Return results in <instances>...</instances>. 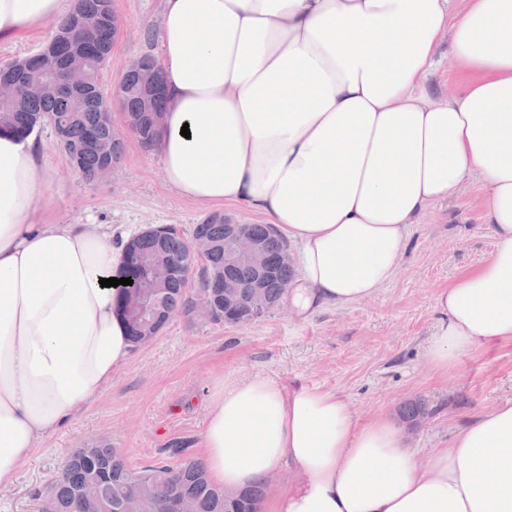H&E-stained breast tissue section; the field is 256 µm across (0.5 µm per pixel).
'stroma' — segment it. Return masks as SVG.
<instances>
[{
    "label": "stroma",
    "instance_id": "35a3bbf8",
    "mask_svg": "<svg viewBox=\"0 0 512 512\" xmlns=\"http://www.w3.org/2000/svg\"><path fill=\"white\" fill-rule=\"evenodd\" d=\"M122 19L119 36L100 76L111 92L129 63L158 53L146 30L161 27L162 0H114ZM56 21L36 22L25 32L0 38V64L41 50ZM55 181L36 212L38 224H105L116 238L129 239L147 227L173 224L191 233L219 211L241 224L264 216L238 204H199L176 196L164 183L160 161L133 136H125V158L108 181L88 184L58 145L50 127L40 131ZM496 238L482 220L479 182L449 203L433 207L411 225L393 279L376 295L347 307L318 305L297 313L289 303L249 326L171 319L151 341L135 348L127 368L90 408L48 439L25 462L16 484L0 488V512H36L66 459L82 448L108 444L132 467L153 464L165 448L183 443L202 456L206 406L216 379L269 376L286 390L317 387L336 393L356 425L380 417L398 424L417 461L450 447L468 423L512 401V340L486 343L460 355L448 375L435 372L427 348L442 316L438 293L477 270ZM418 401L428 410L414 429L400 408Z\"/></svg>",
    "mask_w": 512,
    "mask_h": 512
}]
</instances>
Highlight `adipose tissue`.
I'll list each match as a JSON object with an SVG mask.
<instances>
[{
  "label": "adipose tissue",
  "mask_w": 512,
  "mask_h": 512,
  "mask_svg": "<svg viewBox=\"0 0 512 512\" xmlns=\"http://www.w3.org/2000/svg\"><path fill=\"white\" fill-rule=\"evenodd\" d=\"M69 7L0 0V37ZM444 43L470 76L453 95L431 80ZM160 45L165 183L297 245L298 312L377 294L410 225L477 176L496 247L438 295L427 356L445 372L512 339V0H164ZM53 183L37 133L0 134V488L132 356L104 284L124 243L35 223ZM202 448L228 491L297 474L274 512H512V401L419 463L388 418L358 426L336 394L257 375L214 385Z\"/></svg>",
  "instance_id": "adipose-tissue-1"
}]
</instances>
